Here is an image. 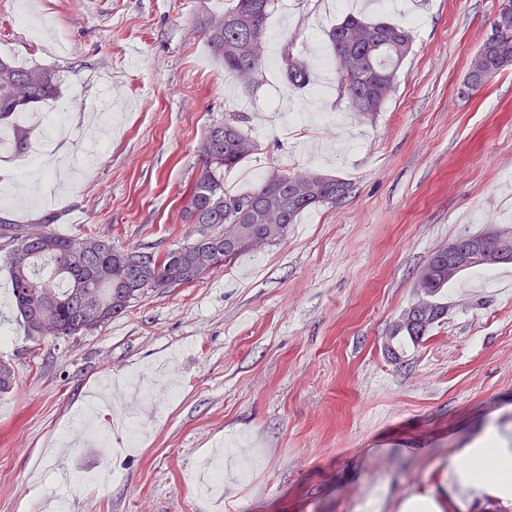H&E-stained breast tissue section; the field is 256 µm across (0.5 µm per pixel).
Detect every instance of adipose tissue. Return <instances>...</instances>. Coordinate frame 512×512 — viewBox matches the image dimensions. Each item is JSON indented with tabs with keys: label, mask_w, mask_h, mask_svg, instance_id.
I'll list each match as a JSON object with an SVG mask.
<instances>
[{
	"label": "adipose tissue",
	"mask_w": 512,
	"mask_h": 512,
	"mask_svg": "<svg viewBox=\"0 0 512 512\" xmlns=\"http://www.w3.org/2000/svg\"><path fill=\"white\" fill-rule=\"evenodd\" d=\"M488 496L512 502V441L495 426L487 427L473 447L457 452L447 485L408 499L401 512H444L448 502L458 512H470Z\"/></svg>",
	"instance_id": "obj_1"
}]
</instances>
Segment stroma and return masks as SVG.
Returning a JSON list of instances; mask_svg holds the SVG:
<instances>
[{
	"mask_svg": "<svg viewBox=\"0 0 512 512\" xmlns=\"http://www.w3.org/2000/svg\"><path fill=\"white\" fill-rule=\"evenodd\" d=\"M500 0H397L366 16L411 27L413 51L381 112L362 117L324 83L287 88L276 63L249 89L224 74L194 27L224 0H0V55L57 68L59 105L113 104L99 148L83 113L62 195L8 203L17 221L81 211L66 233L162 252L181 242L198 146L225 113L247 116L263 152L227 172L232 191L282 167L349 180L285 241L189 286L150 292L105 327L53 342L25 333L0 264V512H399L440 486L480 430L512 433V264L475 269L448 314L399 357L388 348L418 272L459 236L512 232V68L463 92ZM330 0H278L267 29L310 65L331 61ZM169 375L136 439L85 413L108 377ZM109 427L84 441L89 421ZM222 455L219 493L200 461Z\"/></svg>",
	"mask_w": 512,
	"mask_h": 512,
	"instance_id": "1",
	"label": "stroma"
}]
</instances>
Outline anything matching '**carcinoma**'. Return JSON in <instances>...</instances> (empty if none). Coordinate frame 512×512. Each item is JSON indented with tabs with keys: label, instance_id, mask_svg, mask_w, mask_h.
Wrapping results in <instances>:
<instances>
[{
	"label": "carcinoma",
	"instance_id": "obj_1",
	"mask_svg": "<svg viewBox=\"0 0 512 512\" xmlns=\"http://www.w3.org/2000/svg\"><path fill=\"white\" fill-rule=\"evenodd\" d=\"M276 0H225L224 11H203L194 21L224 74L245 88L258 83L265 61L266 21ZM336 63L338 84L349 88L353 111L371 115L381 110L397 85V70L411 53V31L387 21L351 15L328 33ZM283 82L294 89L307 86L310 65L293 51L292 40L280 50ZM58 71L46 66L21 67L0 56V127H13V148L21 154L29 131L15 125V117L34 105L59 96ZM246 117L228 112L209 125L199 153L200 172L185 208L186 223L193 225L182 243L164 253L141 247H122L97 235L71 236L56 224L61 216L45 212L21 224L0 215V251L10 272L17 315L27 336L38 338L49 328L61 337L76 336L107 325L146 294L174 285H191L206 274L196 237L211 236L212 249L231 263L251 251L241 230H261L269 244L288 237V229L303 212L345 199L352 183L322 174L313 183L294 190L286 187L289 172L272 169L246 192L224 188V172L242 165L262 151L245 129ZM490 251L512 254V234L492 237ZM446 248L436 250L418 274L419 286L429 299L428 316L413 318L403 311L394 336L397 346L415 344L447 314L442 292L465 271L448 273L441 261Z\"/></svg>",
	"mask_w": 512,
	"mask_h": 512
}]
</instances>
